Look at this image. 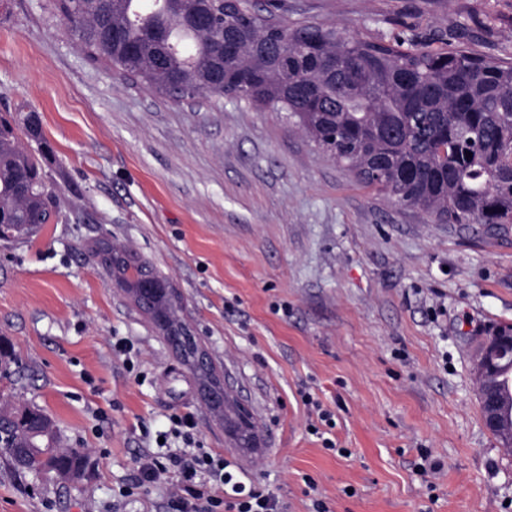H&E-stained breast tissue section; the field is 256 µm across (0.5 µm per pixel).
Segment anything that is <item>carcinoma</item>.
<instances>
[{
	"instance_id": "1",
	"label": "carcinoma",
	"mask_w": 512,
	"mask_h": 512,
	"mask_svg": "<svg viewBox=\"0 0 512 512\" xmlns=\"http://www.w3.org/2000/svg\"><path fill=\"white\" fill-rule=\"evenodd\" d=\"M53 6L92 64L173 98L228 94L286 112L363 187L440 224H512V58L481 55L465 40L427 50L401 38L343 37L307 20L277 30L253 0ZM50 210L38 158L1 116L0 228L29 238ZM96 252L127 285L112 245L101 241ZM147 303L167 317L179 297L159 288ZM0 427V457L13 468L83 472V456L59 447L43 409L1 407Z\"/></svg>"
}]
</instances>
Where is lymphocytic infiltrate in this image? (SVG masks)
Segmentation results:
<instances>
[{
  "instance_id": "lymphocytic-infiltrate-1",
  "label": "lymphocytic infiltrate",
  "mask_w": 512,
  "mask_h": 512,
  "mask_svg": "<svg viewBox=\"0 0 512 512\" xmlns=\"http://www.w3.org/2000/svg\"><path fill=\"white\" fill-rule=\"evenodd\" d=\"M171 422L182 430L190 451L179 457H144L138 467L136 487L169 483V504L174 512H280L276 497L246 487L230 461L196 445L192 413L174 416Z\"/></svg>"
}]
</instances>
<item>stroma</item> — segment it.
I'll return each instance as SVG.
<instances>
[{"label": "stroma", "mask_w": 512, "mask_h": 512, "mask_svg": "<svg viewBox=\"0 0 512 512\" xmlns=\"http://www.w3.org/2000/svg\"><path fill=\"white\" fill-rule=\"evenodd\" d=\"M286 23L512 57V0H281ZM34 109L57 218L0 240V398L43 408L76 481L0 460V512H170L125 490L150 452L181 453L173 412L273 493L312 512H512V453L485 428L472 370L512 326V231L438 224L359 186L285 113L228 96L176 101L89 63L49 0L0 7V113ZM138 256L180 296L263 451L232 448L162 331L116 288L95 239ZM133 345L115 352L117 339ZM310 392L333 414L326 451ZM443 464L434 490L421 449Z\"/></svg>", "instance_id": "obj_1"}]
</instances>
